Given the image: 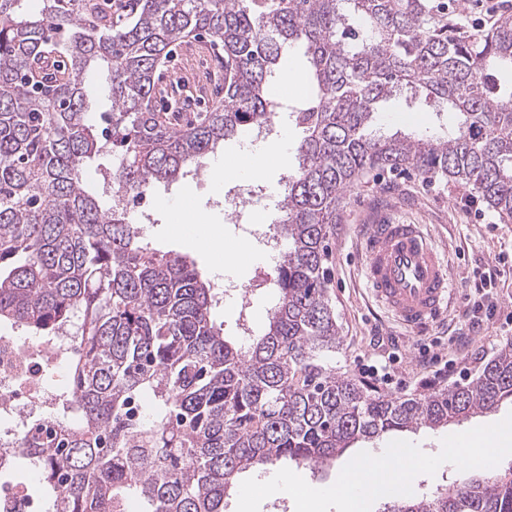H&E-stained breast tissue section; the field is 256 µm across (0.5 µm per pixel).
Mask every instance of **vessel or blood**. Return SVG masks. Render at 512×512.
Wrapping results in <instances>:
<instances>
[{"mask_svg":"<svg viewBox=\"0 0 512 512\" xmlns=\"http://www.w3.org/2000/svg\"><path fill=\"white\" fill-rule=\"evenodd\" d=\"M364 256L372 296L399 324L416 330L446 316L451 307L449 270L421 225H369Z\"/></svg>","mask_w":512,"mask_h":512,"instance_id":"obj_1","label":"vessel or blood"}]
</instances>
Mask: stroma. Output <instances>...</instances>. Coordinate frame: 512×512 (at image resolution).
Listing matches in <instances>:
<instances>
[{"instance_id": "1", "label": "stroma", "mask_w": 512, "mask_h": 512, "mask_svg": "<svg viewBox=\"0 0 512 512\" xmlns=\"http://www.w3.org/2000/svg\"><path fill=\"white\" fill-rule=\"evenodd\" d=\"M223 79L219 51L202 39L174 51L162 70L164 84L176 90L171 102L181 109L196 97L199 85ZM454 121V113L434 111L421 101L414 109H407L404 99L398 97L377 112L375 124L388 133L441 135ZM236 183V178L231 177L219 186L206 174L200 178L189 175L167 185H158L147 198L155 218L154 223L146 227L153 247L163 253L192 256L203 275L216 279L224 257L196 237L191 216L197 211L206 213L213 223L221 225L226 241H242L243 236L235 225L224 221V190ZM382 216L405 224L424 225L444 255L455 291L445 323L432 325L419 333L408 330L369 293L363 275V238L367 225ZM326 245L328 291L342 338L340 349L327 356V364L337 373L358 377L363 360L374 354L370 344L372 336H392L398 338L404 348L402 367L406 382L403 392H423L448 386L449 380L419 369L420 345L444 343L455 335L474 274L494 267L499 252L512 250V223L500 221L464 184L452 180L429 183L416 175L378 177L369 174L350 192ZM272 273L270 263L254 259L243 262L235 281L250 286V293L244 301H230L215 310L217 321L224 324L225 335L239 336V321L243 318L254 329L265 327L268 307L276 297L275 290L269 286Z\"/></svg>"}]
</instances>
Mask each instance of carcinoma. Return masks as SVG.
Listing matches in <instances>:
<instances>
[{
    "label": "carcinoma",
    "mask_w": 512,
    "mask_h": 512,
    "mask_svg": "<svg viewBox=\"0 0 512 512\" xmlns=\"http://www.w3.org/2000/svg\"><path fill=\"white\" fill-rule=\"evenodd\" d=\"M0 0V322L70 336L62 411L30 418L12 447L39 464L46 512H224L239 474L281 460L316 469L358 441L460 424L512 399V342L472 380L376 397L324 362L341 336L326 239L354 183L412 169L453 179L512 221V15L473 27L445 0ZM224 50V98L190 127L156 108L173 46ZM306 46L311 94L288 109L303 137L286 176L276 304L238 342L188 255L155 251L83 180L104 152L113 185L144 196L243 128L270 123L268 77ZM101 69L112 109L88 115ZM421 94L456 113L446 136L370 130L379 103ZM143 392L153 411H131ZM381 512H512V466Z\"/></svg>",
    "instance_id": "carcinoma-1"
}]
</instances>
